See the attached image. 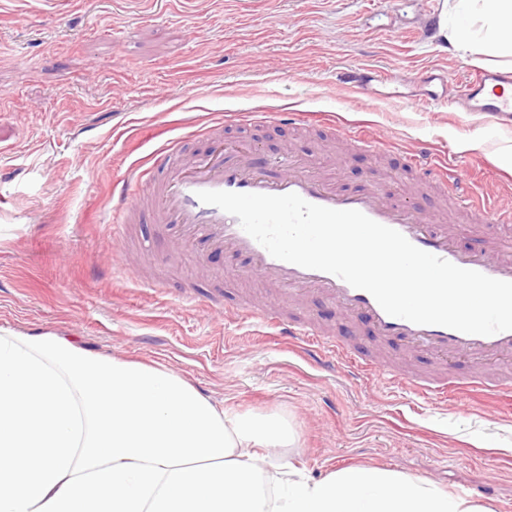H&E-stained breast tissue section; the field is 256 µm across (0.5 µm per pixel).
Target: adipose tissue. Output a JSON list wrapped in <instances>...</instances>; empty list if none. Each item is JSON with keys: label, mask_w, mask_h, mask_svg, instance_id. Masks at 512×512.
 Instances as JSON below:
<instances>
[{"label": "adipose tissue", "mask_w": 512, "mask_h": 512, "mask_svg": "<svg viewBox=\"0 0 512 512\" xmlns=\"http://www.w3.org/2000/svg\"><path fill=\"white\" fill-rule=\"evenodd\" d=\"M444 38L489 69L512 59V0H444ZM285 420L215 406L167 369L56 334L0 330V512H488L432 483L352 466L268 471Z\"/></svg>", "instance_id": "ef3b65f1"}]
</instances>
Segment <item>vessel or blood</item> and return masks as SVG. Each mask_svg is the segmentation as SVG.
I'll list each match as a JSON object with an SVG mask.
<instances>
[{"instance_id":"vessel-or-blood-1","label":"vessel or blood","mask_w":512,"mask_h":512,"mask_svg":"<svg viewBox=\"0 0 512 512\" xmlns=\"http://www.w3.org/2000/svg\"><path fill=\"white\" fill-rule=\"evenodd\" d=\"M344 80L362 95L384 85L381 71L362 67ZM424 87L410 94L411 102L452 103L466 112H492L512 121V97L488 95V87L512 85V72L475 70L463 82L451 84L441 69L426 70ZM351 151L374 154L392 150V143L372 134L341 129ZM417 180L433 193L452 196L457 207L477 224H512V206L495 207L478 202L470 179L462 171L448 173L430 159L428 147L410 156ZM202 190L282 195L295 193L309 203L338 210H358L374 221L403 234L421 250L459 267L489 277L512 281V256L493 254L487 247L460 248L446 223L432 214L424 216L406 201L374 188L347 190L318 172L315 166L281 157L278 166L256 161L251 153H225L224 140L215 137L204 155L188 158L178 143H169L153 156V168L131 166L126 176L112 184L114 235L124 236L128 223L164 224L185 257L203 264L223 256L238 274L284 291L319 296L341 312L367 326L385 344L402 342L404 348L440 359L468 358L471 365L458 376L400 371L386 362L364 359L358 348L323 334L314 323L276 304L251 303L237 316L274 329L279 336L301 342L317 363L336 356L346 360L353 375H385L410 393L437 400L449 391L512 394V376L483 372L491 361L512 360V331L490 336L466 334L437 325H418L386 314L365 290L350 286L332 274L306 269L272 257L245 233L237 218L202 203Z\"/></svg>"}]
</instances>
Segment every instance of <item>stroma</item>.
<instances>
[{"label":"stroma","mask_w":512,"mask_h":512,"mask_svg":"<svg viewBox=\"0 0 512 512\" xmlns=\"http://www.w3.org/2000/svg\"><path fill=\"white\" fill-rule=\"evenodd\" d=\"M443 0H0V328L58 332L84 349L172 370L240 413L277 414L296 447L271 453L314 480L350 466L394 470L449 493L485 486L483 505L512 512V397L449 395L433 401L378 377L327 373L298 346L224 314L244 299L276 301L273 288L231 268L184 263L162 228L136 227L131 269L151 288L114 273L112 183L166 140L204 147L216 125L230 148L318 160L353 190L382 186L425 210L449 204L418 187L405 165L427 145L481 172L479 195L512 203V173L497 163L512 124L402 95L419 69L451 80L472 56L425 38ZM360 65L390 72L391 93L367 101L344 84ZM300 114L301 124L249 122L251 112ZM374 129L397 149L348 154L331 126ZM201 300L184 302L187 288ZM304 315L327 334L408 370L435 362L348 330L315 297Z\"/></svg>","instance_id":"35a3bbf8"}]
</instances>
